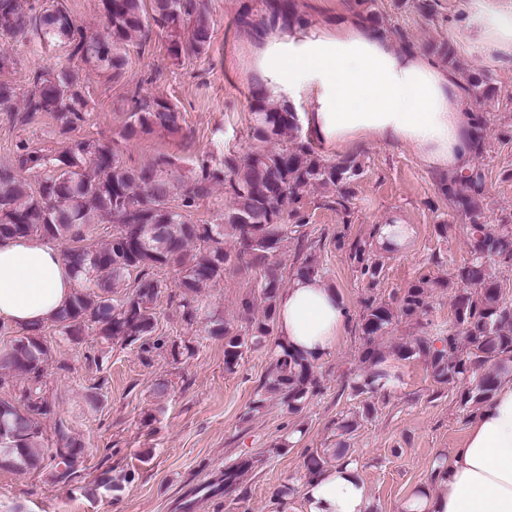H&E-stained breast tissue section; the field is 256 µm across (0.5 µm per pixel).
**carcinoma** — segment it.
Returning <instances> with one entry per match:
<instances>
[{"instance_id":"obj_1","label":"carcinoma","mask_w":512,"mask_h":512,"mask_svg":"<svg viewBox=\"0 0 512 512\" xmlns=\"http://www.w3.org/2000/svg\"><path fill=\"white\" fill-rule=\"evenodd\" d=\"M101 2L106 34L94 36L72 21L61 22L52 10L32 12L28 0H0L1 37L21 39L32 31L64 41L74 62L35 71L30 89L21 97L13 85L0 80V112L20 110L24 121L48 113L59 133L66 135L84 125L91 112L76 62L120 73L126 65L124 48L142 41L152 23L168 33L169 51L176 58L184 51L202 55L210 48L212 18L207 0H153L150 15L144 0ZM293 16V0H264L260 19L244 12L238 24L255 30ZM463 90L474 113L472 144L474 155L479 156L487 124L485 105L496 89L486 74L475 73L467 77ZM252 99L254 126L246 159L229 153L215 165H203L193 176L175 173L174 162L164 155L131 168L113 147L93 140L73 139L58 152L25 142L15 145L13 159L0 165V239L39 236L69 243L62 255L77 281L84 284L52 320L59 335L78 343L91 330L103 345L136 344L143 353L160 348L162 342L153 333L154 305L162 281L153 276V270L163 267H172L177 274L179 307L190 325L203 313L202 291L225 271H259L255 290L240 299L244 311L260 310L250 332H234L224 320L207 315L210 333L224 337L226 371L236 369L248 348L278 335L276 308L283 276L275 257L288 244L285 216L296 219L297 228L306 226L294 204L315 185L338 188L336 210L348 213L346 184L359 167L350 160L324 158L312 139L302 137V124L292 105L269 102L260 87L253 90ZM127 101L130 122L125 138L174 134L181 129V113L169 101L144 96L138 87L127 92ZM272 142L277 147H269ZM30 177L37 187H32ZM485 180L484 168L476 163L460 177L442 178L448 201L468 221L471 254V261L456 270L448 335L413 336L388 352L378 343L396 319L418 321L428 315L434 289L448 287L447 282L423 276L388 302L365 297L357 324L363 339L362 368L347 384L355 395L391 392L402 381L397 362L422 359L436 383L457 386L462 409L478 410L512 375V303L504 299L499 282L487 270L492 261L512 267V226L504 224L491 231L477 221V199L484 194ZM215 185L224 186L231 206L224 210L223 222L197 224L191 219L192 209ZM105 219L112 222L110 239L86 243L84 229ZM378 234L376 226L370 240L350 244L343 232L334 236L336 247H349L350 260L371 286L381 273L372 257V239ZM228 237L233 241L231 249L224 246ZM297 241L296 274L318 275L321 241L305 233ZM44 329L42 324L31 327L0 349V386L10 382L14 391L12 398H0V429L7 434V444H0V469L24 473L49 466L53 482L69 484L83 463V450L61 418L55 420L52 449L44 446L42 420L55 414L56 408L45 391L51 346ZM273 352L264 387L280 397L288 412L296 413L321 391L315 363L277 340ZM102 488L118 490L121 485L105 476L81 490L93 498Z\"/></svg>"}]
</instances>
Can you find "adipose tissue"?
Here are the masks:
<instances>
[{
  "mask_svg": "<svg viewBox=\"0 0 512 512\" xmlns=\"http://www.w3.org/2000/svg\"><path fill=\"white\" fill-rule=\"evenodd\" d=\"M471 24L483 50L512 55V0H482ZM253 42L257 84L305 105L322 145L398 143L430 168L457 175L468 167L472 112L457 79L433 59L393 50L348 15L330 28L280 23ZM74 287L59 248L37 236L0 241V324L50 322ZM277 314L281 343L312 361L334 353L349 325L344 304L317 277H293ZM432 482L404 512H512V382L471 417L461 447L434 468ZM301 490L304 512H369V489L353 462L324 469Z\"/></svg>",
  "mask_w": 512,
  "mask_h": 512,
  "instance_id": "ef3b65f1",
  "label": "adipose tissue"
}]
</instances>
